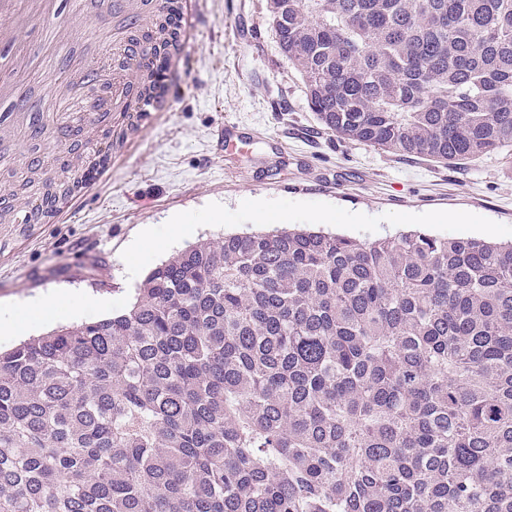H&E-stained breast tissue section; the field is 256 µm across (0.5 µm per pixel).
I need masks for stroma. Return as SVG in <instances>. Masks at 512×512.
Segmentation results:
<instances>
[{
  "mask_svg": "<svg viewBox=\"0 0 512 512\" xmlns=\"http://www.w3.org/2000/svg\"><path fill=\"white\" fill-rule=\"evenodd\" d=\"M266 15L267 0H193L165 110L123 129L105 176L57 221L0 229V314L24 324L0 329L1 349L122 312L140 276L186 243L254 229L260 203L282 226L363 240L420 227L512 242V163L490 155L450 166L321 130ZM174 217L191 224L186 240H171ZM145 226L153 248L130 252ZM51 289L68 301L24 310ZM88 294L111 298V308L84 304Z\"/></svg>",
  "mask_w": 512,
  "mask_h": 512,
  "instance_id": "obj_1",
  "label": "stroma"
}]
</instances>
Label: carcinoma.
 Returning a JSON list of instances; mask_svg holds the SVG:
<instances>
[{
    "label": "carcinoma",
    "mask_w": 512,
    "mask_h": 512,
    "mask_svg": "<svg viewBox=\"0 0 512 512\" xmlns=\"http://www.w3.org/2000/svg\"><path fill=\"white\" fill-rule=\"evenodd\" d=\"M324 131L512 160V0H268ZM0 512H512V243L199 241L0 350Z\"/></svg>",
    "instance_id": "obj_1"
}]
</instances>
